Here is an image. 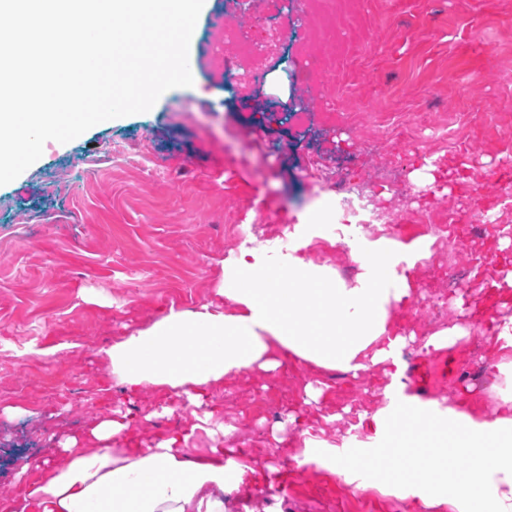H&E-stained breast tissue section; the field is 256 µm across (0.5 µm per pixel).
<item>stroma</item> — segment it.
<instances>
[{"label":"stroma","mask_w":512,"mask_h":512,"mask_svg":"<svg viewBox=\"0 0 512 512\" xmlns=\"http://www.w3.org/2000/svg\"><path fill=\"white\" fill-rule=\"evenodd\" d=\"M301 0H204L189 53L192 88L166 91L147 112L99 123L67 143L47 141L41 157L0 185V504L21 503L24 464H64L60 441L86 431L110 411L138 417L137 441L183 432L191 408L153 387L129 396L99 351L127 328L149 326L169 305L195 308L214 296L223 265L240 248L266 244L263 232L283 215L295 233L300 214L336 203L323 187L342 174L354 184L395 182L377 195L391 216L414 212L412 224H370L365 244L387 235L409 243L431 220L479 213L512 225V0H350L338 29L315 22L274 49L269 70L240 102L224 77L216 25L274 13L300 18ZM336 32L353 43L321 82L297 74L314 64L312 44ZM304 105L303 121L284 119L283 103ZM406 125L407 142L391 138ZM447 127V139L436 128ZM451 180L416 181L432 162ZM472 246L431 248L412 272V304L396 310L410 341L407 368L425 369V384L404 392L439 408L460 395L491 415L499 378V341L469 337L449 351H425L431 334L454 324L512 316L503 256L490 251L493 296L476 288L448 296V281L429 282L435 267L464 269ZM436 292L441 312L421 309ZM382 366L351 376L292 360L272 370L225 377L216 415L191 447L234 451L248 468H229L224 512H417L413 498L378 486L403 459L382 456L376 469L356 464L369 487L355 490L311 464L293 461L305 442L346 452L367 447L371 431L352 433L354 404L368 413L386 404Z\"/></svg>","instance_id":"35a3bbf8"}]
</instances>
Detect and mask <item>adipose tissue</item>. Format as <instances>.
I'll use <instances>...</instances> for the list:
<instances>
[{
    "instance_id": "adipose-tissue-1",
    "label": "adipose tissue",
    "mask_w": 512,
    "mask_h": 512,
    "mask_svg": "<svg viewBox=\"0 0 512 512\" xmlns=\"http://www.w3.org/2000/svg\"><path fill=\"white\" fill-rule=\"evenodd\" d=\"M429 247L387 237L352 246L360 272L354 282L329 266L273 246L241 248L224 267L211 301L193 309L169 307L150 326L130 330L103 349L129 394L143 385L176 395L189 406L209 403L225 376L290 358L318 369L358 374L382 366L385 396H399L370 417L385 453L420 458L381 488L410 487L422 512H512V393L503 392L491 417L474 414L466 400L443 410L402 398L405 336L392 314L412 295L411 271ZM131 419L109 416L85 435L65 439L64 465L37 464L26 485L29 512H224V451L193 453L191 431L143 448L121 442ZM464 470L449 472V459ZM439 474L433 492L417 482L420 468Z\"/></svg>"
}]
</instances>
